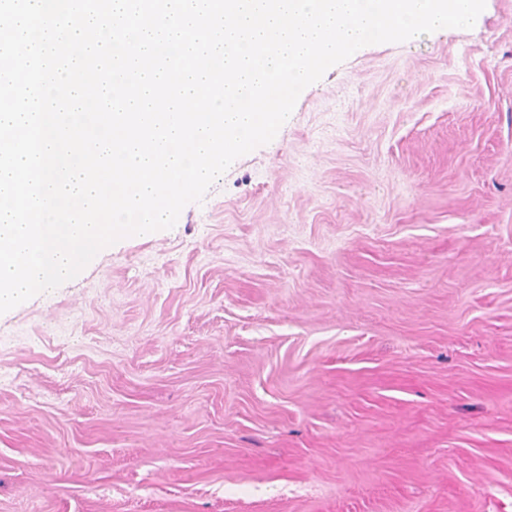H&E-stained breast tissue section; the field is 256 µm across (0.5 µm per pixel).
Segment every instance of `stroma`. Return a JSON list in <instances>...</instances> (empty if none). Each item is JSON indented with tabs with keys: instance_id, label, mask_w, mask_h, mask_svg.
Segmentation results:
<instances>
[{
	"instance_id": "obj_1",
	"label": "stroma",
	"mask_w": 512,
	"mask_h": 512,
	"mask_svg": "<svg viewBox=\"0 0 512 512\" xmlns=\"http://www.w3.org/2000/svg\"><path fill=\"white\" fill-rule=\"evenodd\" d=\"M0 339V512H512V0L329 68Z\"/></svg>"
}]
</instances>
